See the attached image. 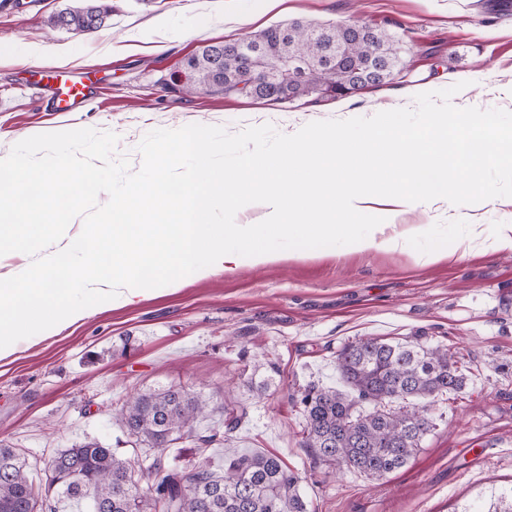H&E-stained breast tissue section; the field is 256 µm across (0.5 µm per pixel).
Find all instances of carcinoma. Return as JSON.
I'll return each instance as SVG.
<instances>
[{"label":"carcinoma","mask_w":512,"mask_h":512,"mask_svg":"<svg viewBox=\"0 0 512 512\" xmlns=\"http://www.w3.org/2000/svg\"><path fill=\"white\" fill-rule=\"evenodd\" d=\"M111 15L112 0H80L47 24L90 34L106 26ZM311 27L293 21L247 38L260 46L253 57L258 67L274 55L309 63L303 79L295 80L294 97L315 94L322 86L333 99L354 94L361 90L359 73L383 57L401 59L398 42L380 28L366 39L347 25L324 26L318 37L310 34ZM215 50L205 45L187 59L179 71L182 88L189 94H245L236 83L239 55ZM290 95L274 84L255 92L270 101ZM336 372L342 387L313 386L302 393L303 446L316 462L370 479L405 467L434 428L431 406L466 385L463 367L448 349L418 340L360 338L336 354ZM209 410L225 415L230 431L246 416L242 406L212 408L202 395L173 388L139 394L116 411L136 446L160 451L180 440L195 443L198 457L186 470L168 467L158 457L145 467L138 449L119 454L92 439L57 452L45 482L37 486L20 450L1 445L0 512H59L58 504L79 507L86 498L91 499L88 512H308L299 492L300 473L275 455L235 451L224 467L212 465L209 446L224 441V433L203 435L195 426Z\"/></svg>","instance_id":"1"}]
</instances>
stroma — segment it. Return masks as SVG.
I'll list each match as a JSON object with an SVG mask.
<instances>
[{
  "label": "stroma",
  "mask_w": 512,
  "mask_h": 512,
  "mask_svg": "<svg viewBox=\"0 0 512 512\" xmlns=\"http://www.w3.org/2000/svg\"><path fill=\"white\" fill-rule=\"evenodd\" d=\"M501 0H112L96 33L49 29L73 0H0V47L48 43L71 58L60 73L91 85L76 111L57 112L30 88L36 66H0V155L36 134L92 128L119 135L116 156L138 170L148 132L189 124L235 133L270 124L292 133L329 119L414 107L416 94L467 82L453 105L512 111V8ZM295 20L359 22L406 44L389 84L346 98L283 101L187 95L165 87L199 47ZM404 248L294 253L178 287L139 302L101 307L79 325L19 340L0 360V444L20 449L32 479L55 453L95 439L119 452L132 445L112 410L153 389L182 388L244 406L224 448L280 457L303 480L309 512H488L512 488V251L454 250L469 224H512V198L453 211L437 204L396 215ZM373 336L418 339L465 356L457 399L436 402L435 422L408 465L380 480L332 474L303 448L300 397L336 386L335 356ZM484 449L471 465L468 444Z\"/></svg>",
  "instance_id": "stroma-1"
}]
</instances>
